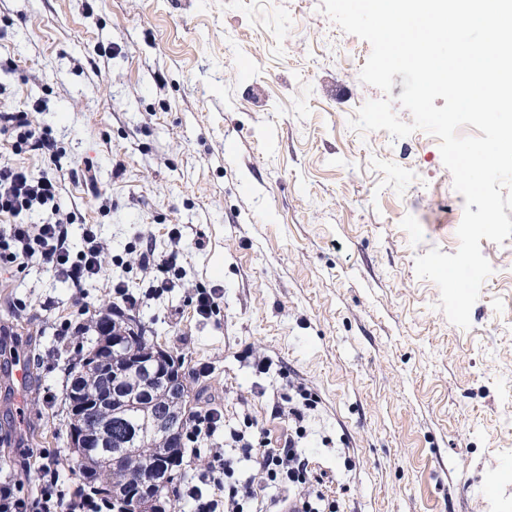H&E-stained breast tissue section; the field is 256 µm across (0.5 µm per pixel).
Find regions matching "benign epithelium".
<instances>
[{"label":"benign epithelium","instance_id":"benign-epithelium-1","mask_svg":"<svg viewBox=\"0 0 512 512\" xmlns=\"http://www.w3.org/2000/svg\"><path fill=\"white\" fill-rule=\"evenodd\" d=\"M136 332V325L133 324L131 329L121 335L105 337V344L126 350L128 372H137L143 376V388L138 392L125 395L122 387L124 375L112 374L110 387L115 409L102 423L94 427L75 425L69 428L70 446L81 453L105 447L108 434L112 433V418L124 419L127 411L143 406V402L151 398L153 388L160 386L173 394L178 407L158 409L154 413L152 425L169 441L168 461L175 464L180 456L176 440L178 426L185 420L188 409L192 406L193 390L185 374L167 351L157 345L139 351L132 345ZM130 437L131 434H125L112 449L110 463L116 469L123 464L130 453ZM170 479L171 469L149 468L146 471V481L150 488L157 490L154 497L143 498L139 493L128 492L121 486L116 487L112 495L121 505V512H157L161 500L165 499L167 490L170 488Z\"/></svg>","mask_w":512,"mask_h":512}]
</instances>
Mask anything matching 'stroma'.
<instances>
[{
    "mask_svg": "<svg viewBox=\"0 0 512 512\" xmlns=\"http://www.w3.org/2000/svg\"><path fill=\"white\" fill-rule=\"evenodd\" d=\"M322 4L0 0V108L62 146L0 141L60 186L57 212L21 220H69L75 251L95 225L111 260L81 301L41 267L0 271V476L23 493L40 452L70 453L76 327L116 278L148 288L130 251L147 244L182 277L130 313L223 414L200 454L184 443L176 490L238 455L233 432L282 446L305 390L298 452L342 512H512V238L481 240L493 272L452 324L414 262L456 252L465 198L439 138L350 128L382 93L359 78L370 44ZM201 288L220 295L208 318Z\"/></svg>",
    "mask_w": 512,
    "mask_h": 512,
    "instance_id": "35a3bbf8",
    "label": "stroma"
}]
</instances>
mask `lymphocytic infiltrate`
I'll list each match as a JSON object with an SVG mask.
<instances>
[{"label":"lymphocytic infiltrate","mask_w":512,"mask_h":512,"mask_svg":"<svg viewBox=\"0 0 512 512\" xmlns=\"http://www.w3.org/2000/svg\"><path fill=\"white\" fill-rule=\"evenodd\" d=\"M0 131L17 132L19 140L14 152L23 147L56 157L58 144L52 138L36 134L25 111L0 113ZM59 185L52 176L37 175L21 166L0 163V267L27 268L38 264L83 289L99 278L105 268L103 248L94 225L84 231V247L71 253L68 227L61 222L22 224L21 214L57 206ZM244 456L254 457L260 482L281 489H300L294 499L296 512H340L338 499L324 493L321 480L313 475L296 448H267L255 451L252 441L236 434ZM37 494H21L18 482L0 478V512H112L109 501L91 489L69 491L60 481L59 461L43 454L36 469ZM184 497L193 502V512H245L246 504L255 497L251 481L235 476L232 459H222L218 473L200 475L198 483L187 484Z\"/></svg>","instance_id":"lymphocytic-infiltrate-1"}]
</instances>
